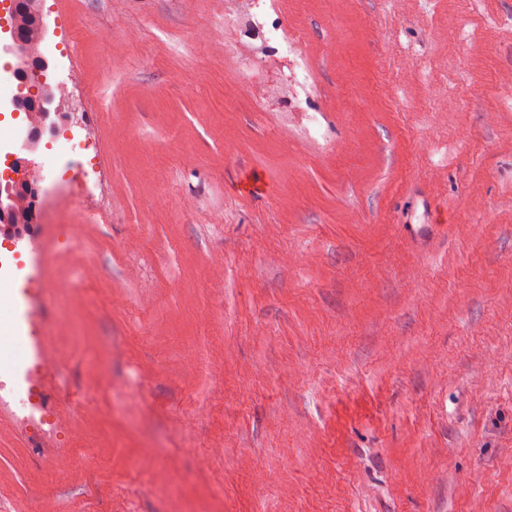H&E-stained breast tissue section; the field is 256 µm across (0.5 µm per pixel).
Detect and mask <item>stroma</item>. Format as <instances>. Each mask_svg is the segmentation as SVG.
<instances>
[{
    "label": "stroma",
    "instance_id": "1",
    "mask_svg": "<svg viewBox=\"0 0 512 512\" xmlns=\"http://www.w3.org/2000/svg\"><path fill=\"white\" fill-rule=\"evenodd\" d=\"M40 7L98 174L0 512H512V0Z\"/></svg>",
    "mask_w": 512,
    "mask_h": 512
}]
</instances>
